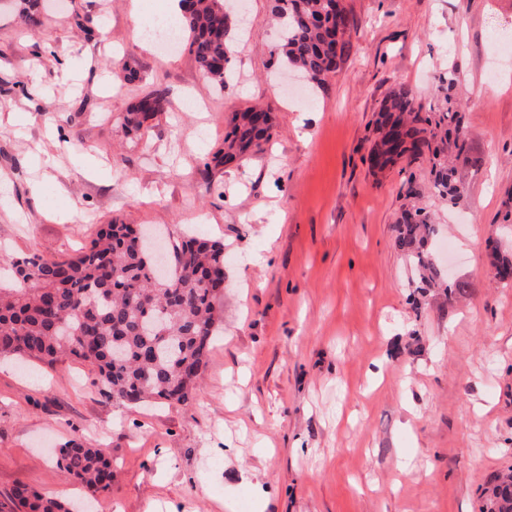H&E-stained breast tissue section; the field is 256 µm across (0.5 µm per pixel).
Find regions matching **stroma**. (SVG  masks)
Returning <instances> with one entry per match:
<instances>
[{
    "instance_id": "obj_1",
    "label": "stroma",
    "mask_w": 512,
    "mask_h": 512,
    "mask_svg": "<svg viewBox=\"0 0 512 512\" xmlns=\"http://www.w3.org/2000/svg\"><path fill=\"white\" fill-rule=\"evenodd\" d=\"M343 4L339 69L298 103L273 0H224L220 89L188 47L135 39L164 0L137 20L130 0H39L37 30L0 0V259L73 255L115 222L220 240L226 256L224 321L185 403L118 407L88 364L0 358V512L19 484L87 501L57 463L74 438L115 466L91 512H481L512 470V284L488 248L512 254V0ZM45 43L56 61L36 64ZM451 71L466 130L453 206L429 188L431 153L367 161L383 98L408 86L437 118ZM148 94L161 112L125 135ZM254 104L271 141L206 172ZM414 205L437 229L432 261L465 285L454 296L416 292L396 245Z\"/></svg>"
}]
</instances>
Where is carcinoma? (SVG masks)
<instances>
[{
	"instance_id": "cac0c4a2",
	"label": "carcinoma",
	"mask_w": 512,
	"mask_h": 512,
	"mask_svg": "<svg viewBox=\"0 0 512 512\" xmlns=\"http://www.w3.org/2000/svg\"><path fill=\"white\" fill-rule=\"evenodd\" d=\"M180 25L203 76L224 88L231 45L224 0H184ZM281 20L280 60L302 72L307 83L324 88L336 72L354 25L342 0H275ZM455 73H448L444 104L435 122L420 116L412 90H391L379 110V138L369 158L382 170L408 154L424 151L437 160L434 193L453 203L457 188L448 150L461 152L464 128ZM160 111V99L146 97L126 113V133L138 132ZM271 113L250 107L235 112L224 144L212 156L224 167L263 150L272 135ZM399 245L426 288L453 293L430 258L435 227L423 207L404 211ZM224 242L189 236L173 245L165 283H156L157 263L147 235L129 224H109L90 245L65 258L32 255L13 263V284L0 286V357L37 360L49 367L66 359L97 369L94 385L118 406L144 402L184 403L196 389L224 298ZM59 465L94 496L112 485L107 452L77 439L59 449ZM18 512H72L70 505L19 485ZM489 512H512V477L493 486Z\"/></svg>"
}]
</instances>
